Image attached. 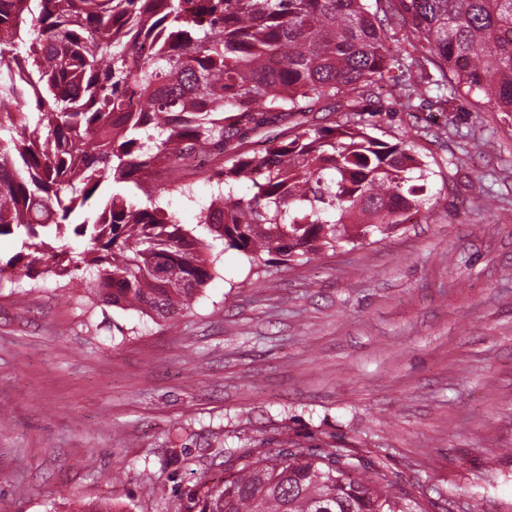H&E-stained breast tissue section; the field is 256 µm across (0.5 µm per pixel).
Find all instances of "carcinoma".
<instances>
[{"instance_id":"1","label":"carcinoma","mask_w":512,"mask_h":512,"mask_svg":"<svg viewBox=\"0 0 512 512\" xmlns=\"http://www.w3.org/2000/svg\"><path fill=\"white\" fill-rule=\"evenodd\" d=\"M390 2L420 71L403 107L450 82L512 112V0ZM385 40L366 0H0V236L21 240L0 274H68L75 236L98 304L167 321L214 278V240L258 267L397 228L429 204L434 171L409 141L365 131L370 87L402 65ZM323 110L346 120L310 125ZM192 153L224 159L208 239L158 205L190 185L145 184L155 157ZM289 445L225 451L224 478L178 512H431L346 445Z\"/></svg>"}]
</instances>
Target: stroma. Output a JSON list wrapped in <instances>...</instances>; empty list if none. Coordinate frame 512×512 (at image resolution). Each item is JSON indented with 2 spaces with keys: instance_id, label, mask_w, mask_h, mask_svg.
Wrapping results in <instances>:
<instances>
[{
  "instance_id": "1",
  "label": "stroma",
  "mask_w": 512,
  "mask_h": 512,
  "mask_svg": "<svg viewBox=\"0 0 512 512\" xmlns=\"http://www.w3.org/2000/svg\"><path fill=\"white\" fill-rule=\"evenodd\" d=\"M440 94L452 113L371 92L367 133L435 172L430 212L373 244L256 274L225 249L166 322L95 304L80 266L1 280L0 512H175L220 447L292 440L384 458L434 512H512V112ZM191 188L160 199L190 229Z\"/></svg>"
}]
</instances>
